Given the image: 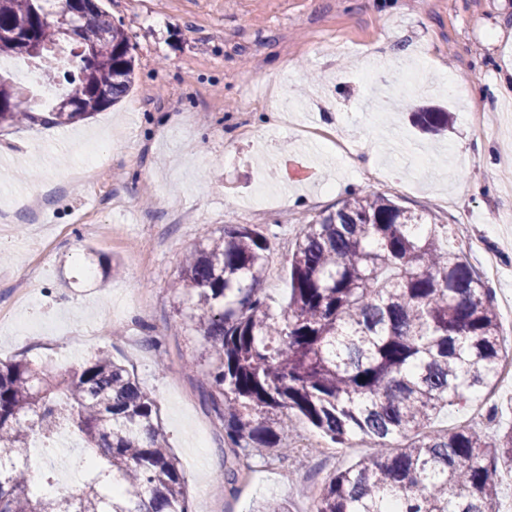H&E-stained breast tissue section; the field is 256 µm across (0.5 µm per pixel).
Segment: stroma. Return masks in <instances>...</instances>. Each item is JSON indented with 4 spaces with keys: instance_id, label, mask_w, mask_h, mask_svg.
<instances>
[{
    "instance_id": "obj_1",
    "label": "stroma",
    "mask_w": 512,
    "mask_h": 512,
    "mask_svg": "<svg viewBox=\"0 0 512 512\" xmlns=\"http://www.w3.org/2000/svg\"><path fill=\"white\" fill-rule=\"evenodd\" d=\"M134 47L135 79L117 105L69 126L0 130V361L69 365L107 352L156 399L186 476L190 512H309L305 485L369 456L351 442L335 457L257 467L229 495L224 430L201 397L206 342L183 328L172 289L187 251L224 226L267 228L262 293L288 302V256L302 222L352 194L376 193L424 214L449 250L487 274L479 237L499 256L487 274L501 325L512 322V0H99ZM476 97H469V89ZM287 98L288 118L271 108ZM453 116L420 132L411 109ZM310 127L340 129L358 151L343 164ZM99 174L73 191L85 142ZM311 169L289 180L286 163ZM48 191L37 212L19 197ZM120 264L104 277L99 257ZM166 369H159L158 360ZM442 410L436 429L484 439L512 427V380ZM84 442L29 452L38 491L82 480ZM52 474L45 483L43 474Z\"/></svg>"
}]
</instances>
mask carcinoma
Masks as SVG:
<instances>
[{
	"mask_svg": "<svg viewBox=\"0 0 512 512\" xmlns=\"http://www.w3.org/2000/svg\"><path fill=\"white\" fill-rule=\"evenodd\" d=\"M48 0H0V29L27 23L63 84L45 122L67 126L120 101L134 79L130 38L95 0H81L78 37L61 40ZM37 121L19 91L0 82V126ZM424 131L448 129L437 108L414 113ZM270 242L255 224L224 227L189 251L174 290L192 301L183 324L210 355L207 400L242 471L288 458L293 416L336 447L358 440L374 454L340 468L312 512H498L501 469L512 471V428L493 442L475 431L429 429L442 409L492 391L503 343L491 288L442 245L425 216L385 196L354 195L302 225L288 257L291 293L278 314L261 282ZM80 433L92 454L74 491L46 496L27 477L32 436L50 444ZM0 512H189L185 475L160 409L106 354L66 371L0 362Z\"/></svg>",
	"mask_w": 512,
	"mask_h": 512,
	"instance_id": "cac0c4a2",
	"label": "carcinoma"
}]
</instances>
